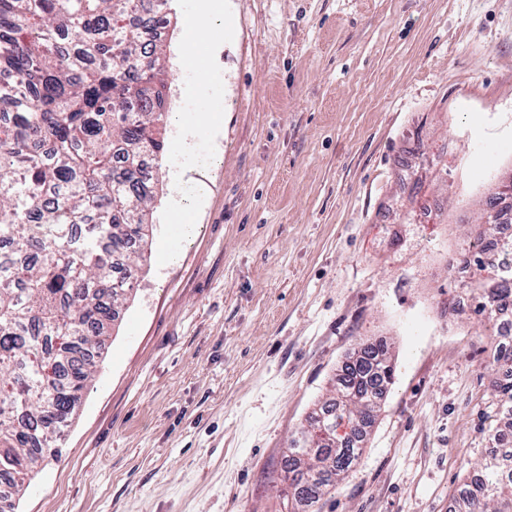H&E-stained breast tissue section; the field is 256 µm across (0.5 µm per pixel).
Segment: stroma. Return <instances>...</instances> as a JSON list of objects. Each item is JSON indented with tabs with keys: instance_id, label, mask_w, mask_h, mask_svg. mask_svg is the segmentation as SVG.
<instances>
[{
	"instance_id": "35a3bbf8",
	"label": "stroma",
	"mask_w": 512,
	"mask_h": 512,
	"mask_svg": "<svg viewBox=\"0 0 512 512\" xmlns=\"http://www.w3.org/2000/svg\"><path fill=\"white\" fill-rule=\"evenodd\" d=\"M151 256L19 512H288V443L361 343L393 384L308 512H448L494 450L486 327L449 260L512 168V0H224L217 65L181 59ZM446 181L400 217L419 156ZM207 195L171 215L178 184Z\"/></svg>"
}]
</instances>
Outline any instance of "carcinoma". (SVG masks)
I'll use <instances>...</instances> for the list:
<instances>
[{
  "label": "carcinoma",
  "mask_w": 512,
  "mask_h": 512,
  "mask_svg": "<svg viewBox=\"0 0 512 512\" xmlns=\"http://www.w3.org/2000/svg\"><path fill=\"white\" fill-rule=\"evenodd\" d=\"M137 0H0V512L16 488L59 454L101 366L112 325L134 291L153 233L167 112L165 40L131 21ZM481 276L475 313L491 323L512 289V239ZM489 438L512 453V353H495ZM388 350L363 344L341 367L334 396L291 439L288 502L310 505L353 467L392 384ZM449 512H512V471L485 459Z\"/></svg>",
  "instance_id": "carcinoma-1"
}]
</instances>
